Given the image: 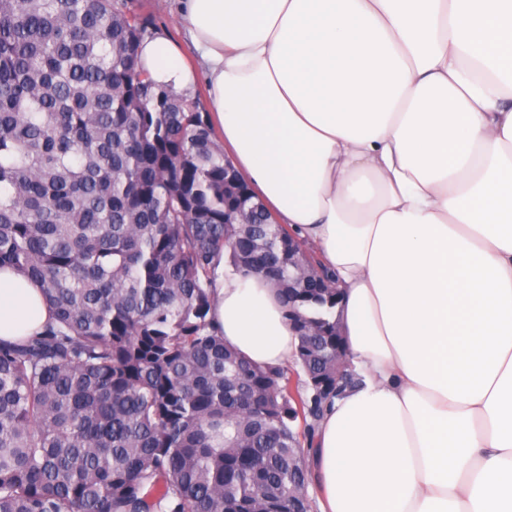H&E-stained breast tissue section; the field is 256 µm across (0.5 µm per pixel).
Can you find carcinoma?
<instances>
[{
  "label": "carcinoma",
  "instance_id": "obj_1",
  "mask_svg": "<svg viewBox=\"0 0 512 512\" xmlns=\"http://www.w3.org/2000/svg\"><path fill=\"white\" fill-rule=\"evenodd\" d=\"M152 35L129 0H0V268L52 310L0 339V512H313L299 456L359 383L334 272L320 294L288 279L296 235L226 186L199 98L140 67ZM221 265L306 329L289 363L224 344Z\"/></svg>",
  "mask_w": 512,
  "mask_h": 512
}]
</instances>
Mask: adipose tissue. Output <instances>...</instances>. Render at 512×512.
Listing matches in <instances>:
<instances>
[{
    "label": "adipose tissue",
    "instance_id": "ef3b65f1",
    "mask_svg": "<svg viewBox=\"0 0 512 512\" xmlns=\"http://www.w3.org/2000/svg\"><path fill=\"white\" fill-rule=\"evenodd\" d=\"M236 167L336 275L362 386L321 422L320 512H512V0H184ZM139 63L200 74L164 36ZM41 289L0 270V339ZM227 345L277 366L297 338L259 277L227 275Z\"/></svg>",
    "mask_w": 512,
    "mask_h": 512
}]
</instances>
